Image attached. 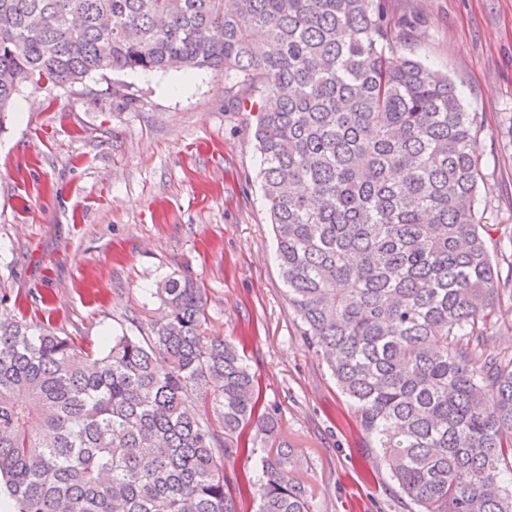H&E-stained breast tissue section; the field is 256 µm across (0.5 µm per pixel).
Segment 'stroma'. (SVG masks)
I'll return each instance as SVG.
<instances>
[{
  "label": "stroma",
  "mask_w": 512,
  "mask_h": 512,
  "mask_svg": "<svg viewBox=\"0 0 512 512\" xmlns=\"http://www.w3.org/2000/svg\"><path fill=\"white\" fill-rule=\"evenodd\" d=\"M394 58L448 75L482 118L476 208L512 275V0H385ZM0 123V318L101 349L142 336L170 274L204 290L208 332L234 343L300 457L313 512H407L406 500L300 333L275 261L254 138L265 97L224 73L119 72L21 83Z\"/></svg>",
  "instance_id": "1"
}]
</instances>
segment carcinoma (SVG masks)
Masks as SVG:
<instances>
[{"mask_svg":"<svg viewBox=\"0 0 512 512\" xmlns=\"http://www.w3.org/2000/svg\"><path fill=\"white\" fill-rule=\"evenodd\" d=\"M383 0H0V116L20 83L224 70L274 98L255 138L278 267L301 335L415 512H512V356L486 324L512 280L475 207L478 116L423 63H394ZM164 315L88 351L0 321V486L14 512H311L298 459L259 412L200 288L168 276ZM204 414L187 411L190 400ZM248 428L232 479L228 442Z\"/></svg>","mask_w":512,"mask_h":512,"instance_id":"1","label":"carcinoma"}]
</instances>
